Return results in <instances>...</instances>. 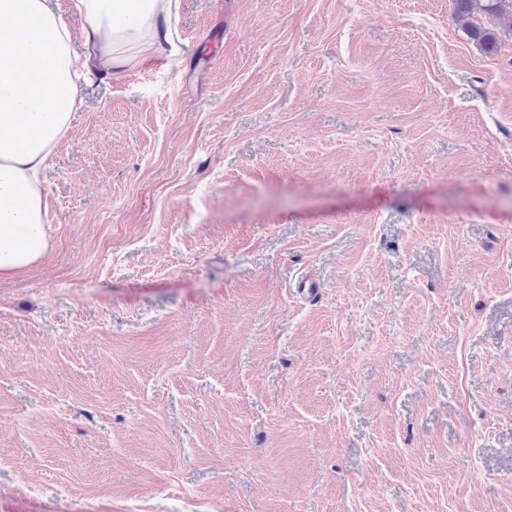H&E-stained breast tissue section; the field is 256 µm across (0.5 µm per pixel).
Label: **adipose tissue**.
Segmentation results:
<instances>
[{"label": "adipose tissue", "mask_w": 512, "mask_h": 512, "mask_svg": "<svg viewBox=\"0 0 512 512\" xmlns=\"http://www.w3.org/2000/svg\"><path fill=\"white\" fill-rule=\"evenodd\" d=\"M172 0H71L82 52L50 0H0V279L48 247L40 174L81 105V83L170 58Z\"/></svg>", "instance_id": "obj_1"}]
</instances>
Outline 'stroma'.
Returning <instances> with one entry per match:
<instances>
[{
	"mask_svg": "<svg viewBox=\"0 0 512 512\" xmlns=\"http://www.w3.org/2000/svg\"><path fill=\"white\" fill-rule=\"evenodd\" d=\"M179 0L84 89L0 280V512H512V15ZM313 274L321 296L294 294ZM484 1L485 3H481ZM455 14L458 19L466 23V33L482 49L487 52L494 50L497 43V36L493 31L484 26L474 24L470 21L476 9L479 8L489 15H495L502 12L505 8L512 12L511 0H453Z\"/></svg>",
	"mask_w": 512,
	"mask_h": 512,
	"instance_id": "35a3bbf8",
	"label": "stroma"
}]
</instances>
